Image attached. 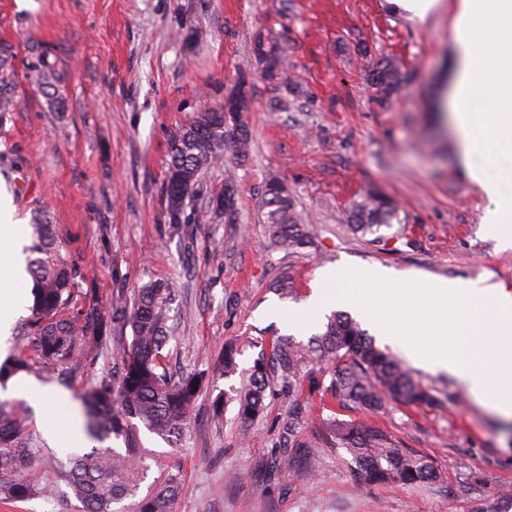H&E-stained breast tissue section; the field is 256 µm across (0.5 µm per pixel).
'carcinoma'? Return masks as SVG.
Listing matches in <instances>:
<instances>
[{
  "mask_svg": "<svg viewBox=\"0 0 512 512\" xmlns=\"http://www.w3.org/2000/svg\"><path fill=\"white\" fill-rule=\"evenodd\" d=\"M252 52L263 66L264 78L276 88L287 81L282 69L285 49L273 37L258 34ZM12 47L0 44V121L18 106L13 85ZM30 71L51 107L59 109L62 98L57 84L64 73L56 70L48 51L31 57ZM372 84L388 96L403 81L398 64L378 61L370 72ZM250 134L247 123L224 125V105L209 106L192 115L171 135L169 163L164 184L168 220L171 224H211L238 220L236 201L224 206V194H235L233 169L226 168L223 192L199 206L203 174L224 161L231 152L239 161L248 155ZM350 229L374 240L384 238L381 228L399 221L397 203L368 191L350 207ZM262 220L276 246L306 248L314 239L313 228L305 222L298 202L276 174L266 179L262 200ZM31 243L24 247L27 270L32 278L31 314L25 322V345L42 363L66 369L77 349L96 359L110 330L109 315L97 306L76 307L78 270L55 238L47 211L31 212ZM173 290L160 282H150L138 290L130 313L133 338L117 361L115 375H103L85 395L86 431L102 443L115 436L124 438V451L94 447L88 453L68 459L66 478L83 512H110L112 502L130 494L143 467L142 451L134 443L132 420L163 438H175L186 425L191 405L198 394L193 383L203 384L198 374L173 375L165 353L170 339V305ZM275 365L284 378L293 379L306 361L334 368L330 392L365 409L377 410L390 398L413 406L434 401L429 389L415 379L403 361L376 347L366 330L349 314L339 312L328 318L325 330L305 346L279 340L274 346ZM30 368L24 352L0 363V383ZM267 364L257 360L245 391L236 397L238 414L248 422L260 414L268 382ZM24 420L13 403L0 400V496L23 501L52 493L39 483L33 462L40 449L25 434ZM336 444L345 448L358 464L360 476L374 483L404 485L427 483L438 478L429 461L396 447L384 431L355 423L335 424ZM178 487L170 484L143 500L139 512H172Z\"/></svg>",
  "mask_w": 512,
  "mask_h": 512,
  "instance_id": "1",
  "label": "carcinoma"
}]
</instances>
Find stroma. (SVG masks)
I'll list each match as a JSON object with an SVG mask.
<instances>
[{"label": "stroma", "mask_w": 512, "mask_h": 512, "mask_svg": "<svg viewBox=\"0 0 512 512\" xmlns=\"http://www.w3.org/2000/svg\"><path fill=\"white\" fill-rule=\"evenodd\" d=\"M455 0L425 21L391 0H0V40L13 44L21 103L0 123V195L22 223L34 208L51 214L58 240L103 308L132 303L142 285L174 288L170 366L207 379L184 433L167 441L139 428L148 468L135 495L112 512H138L141 499L169 482L173 512H475L512 486V418L475 401L452 376L414 368L436 405L388 402L372 414L333 401L330 373L308 363L295 383L271 373L262 414L236 417L255 360L273 341L307 344L319 326L289 323L327 266H381L403 278L482 282L512 292V246L484 217L495 209L460 161L443 98L453 75ZM285 48L283 69L299 94L287 111L251 54L258 33ZM66 72L61 110L30 81L37 47ZM397 61L401 86L383 96L372 85L375 61ZM255 96L247 123L249 157L235 167L241 221L168 224L163 192L168 140L194 112L220 104L239 79ZM277 174L315 227L310 247L274 246L261 220L264 183ZM376 190L400 205L392 240L373 243L347 227L352 202ZM288 274L294 292L271 282ZM96 361L74 353L68 372L42 365L25 379L66 391L77 425L83 395L110 372L132 340L116 316ZM239 372L224 375V347ZM224 399V417L212 413ZM27 419L40 448L37 473L56 496L0 498V512H80L61 466L66 429L48 436L44 405L0 387ZM336 420L372 424L399 447L426 457L438 480L420 485L360 481L351 455L329 432ZM317 445L310 466L300 444ZM296 449L292 468L280 465Z\"/></svg>", "instance_id": "obj_1"}]
</instances>
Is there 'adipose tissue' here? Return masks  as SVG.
<instances>
[{"instance_id":"adipose-tissue-1","label":"adipose tissue","mask_w":512,"mask_h":512,"mask_svg":"<svg viewBox=\"0 0 512 512\" xmlns=\"http://www.w3.org/2000/svg\"><path fill=\"white\" fill-rule=\"evenodd\" d=\"M457 75L450 92L454 128L464 154L512 140V62L496 49L512 41V0H457L452 21ZM502 100L503 111L484 113V96ZM22 226L0 198V337L27 302Z\"/></svg>"}]
</instances>
